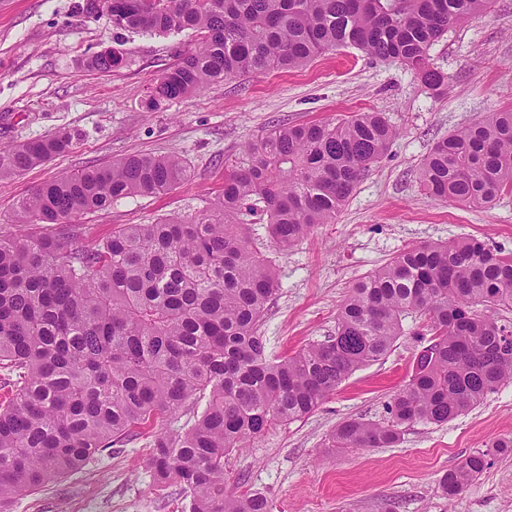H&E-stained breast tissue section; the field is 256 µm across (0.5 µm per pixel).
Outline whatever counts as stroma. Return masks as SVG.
Wrapping results in <instances>:
<instances>
[{
  "mask_svg": "<svg viewBox=\"0 0 512 512\" xmlns=\"http://www.w3.org/2000/svg\"><path fill=\"white\" fill-rule=\"evenodd\" d=\"M84 0H0V146L71 133L69 150L24 175L0 181V233L19 227L14 209L45 181L112 160L151 154L185 159L190 178L160 196H132L80 217L94 243L119 224H152L199 215L224 191V175L246 161L245 147L279 126L336 121L375 111L398 129L385 155L353 191L334 223L287 250L269 246L266 224L251 225L266 244L279 288L259 333L277 357L335 335L352 285L405 247L469 237L512 253V192L489 208L430 198L418 171L434 143L487 115L512 108V0L448 33L430 51L448 75L429 90L395 60L339 48L288 71L244 74L197 95L148 110L153 82L176 56L193 50L192 31L153 35L113 29L86 17ZM126 63L100 73L83 61L107 46ZM391 351L357 370L300 421L272 426L224 462V492L262 495L268 512H512V451H490L512 438V383L442 425L404 426L389 448H336L332 435L350 418L388 417L386 405L408 381L427 344L426 323L410 317ZM151 435L103 453L88 466L17 499L11 512H190L178 487L158 488L148 466ZM491 465L454 501L441 476L476 451Z\"/></svg>",
  "mask_w": 512,
  "mask_h": 512,
  "instance_id": "stroma-1",
  "label": "stroma"
}]
</instances>
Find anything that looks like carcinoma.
I'll return each instance as SVG.
<instances>
[{"instance_id":"obj_1","label":"carcinoma","mask_w":512,"mask_h":512,"mask_svg":"<svg viewBox=\"0 0 512 512\" xmlns=\"http://www.w3.org/2000/svg\"><path fill=\"white\" fill-rule=\"evenodd\" d=\"M492 0H112V26L164 35L191 30L199 46L155 78L147 107L244 73L306 65L337 47L398 60L439 94L446 76L429 50ZM86 66H122L100 54ZM398 131L380 112L280 127L247 147L224 193L189 219L121 224L94 244L75 219L130 196L166 193L186 160L133 154L36 187L15 223L40 236H0V512L201 400L193 423L154 435L148 464L190 512H266L255 494H224V461L274 424L313 413L358 369L379 360L420 316L432 338L385 422L348 419L335 448L397 443L401 427L444 424L512 381V254L478 239L404 249L350 289L336 335L271 358L259 320L278 276L247 226L269 225L287 249L329 224ZM56 133L0 147V180L65 152ZM426 194L488 206L512 191V109L456 130L423 160ZM491 465L476 452L440 479L452 499Z\"/></svg>"}]
</instances>
